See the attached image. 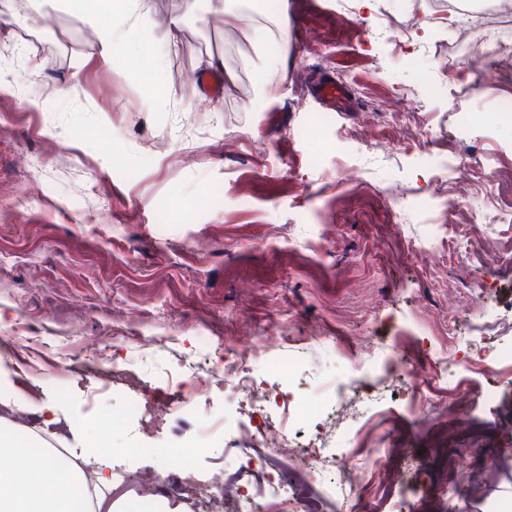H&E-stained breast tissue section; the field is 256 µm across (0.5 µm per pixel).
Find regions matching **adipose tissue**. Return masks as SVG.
Listing matches in <instances>:
<instances>
[{"instance_id": "obj_1", "label": "adipose tissue", "mask_w": 512, "mask_h": 512, "mask_svg": "<svg viewBox=\"0 0 512 512\" xmlns=\"http://www.w3.org/2000/svg\"><path fill=\"white\" fill-rule=\"evenodd\" d=\"M145 0H109L100 5L93 0L86 21L97 32L92 55L108 59L121 43L144 39ZM22 448L18 442L0 435V512H72L70 494L86 478H93L99 494L86 512H114V478L107 461H99L97 470L86 473L72 458L48 449L33 468L17 466Z\"/></svg>"}]
</instances>
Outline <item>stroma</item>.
I'll list each match as a JSON object with an SVG mask.
<instances>
[{
    "mask_svg": "<svg viewBox=\"0 0 512 512\" xmlns=\"http://www.w3.org/2000/svg\"><path fill=\"white\" fill-rule=\"evenodd\" d=\"M155 41L90 56L97 39L85 13L56 0H0L10 31L0 43V337L24 326L58 362L75 348L112 338V357L132 360L163 392L207 377L232 351L263 344L261 379L279 382L294 407L323 403V386L360 394L353 373L368 353L418 336L410 350L418 378L369 375L376 402L356 406L364 429L343 468L366 462L384 437L393 483L372 487L335 512H512V381L491 403L482 376L463 374L441 346L448 316L497 357L512 347V263L486 266L485 253L512 248V74L487 83L460 75L465 56L448 40L433 0H376L371 11L336 0H288L286 37L258 58L238 31L213 22L206 0H147ZM211 53L233 80L216 96L189 82ZM286 72L259 98L266 61ZM327 77L349 91L337 112L311 95ZM428 129L414 140L397 114ZM486 155L494 199L481 179H448L442 161ZM485 239L469 240L470 221ZM486 283L484 296L466 284ZM308 338L290 374L276 365L288 341ZM464 379L468 424L479 448L452 449L469 474L495 462L498 484L448 497L418 468L432 457L448 407ZM434 400L429 425L406 415L413 383ZM42 390L29 398L27 386ZM86 373L19 378L0 352V417L24 434L54 433L77 461L107 456L126 489L119 512H141L134 477L159 471L160 495L176 512H203L174 494L182 469L161 448H196L203 480L245 470L230 439L206 434L279 423L248 414L211 388L194 410L143 431L129 394L98 393ZM53 404L55 425L42 423Z\"/></svg>",
    "mask_w": 512,
    "mask_h": 512,
    "instance_id": "obj_1",
    "label": "stroma"
}]
</instances>
